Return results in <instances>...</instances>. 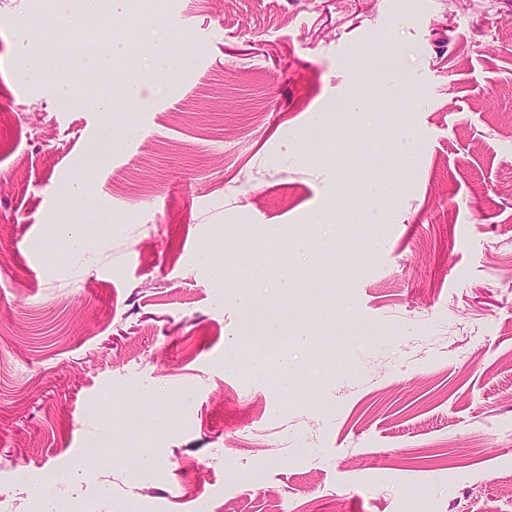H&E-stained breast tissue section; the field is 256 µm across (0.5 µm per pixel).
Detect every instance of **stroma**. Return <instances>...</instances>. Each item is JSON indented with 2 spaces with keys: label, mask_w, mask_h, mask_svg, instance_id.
<instances>
[{
  "label": "stroma",
  "mask_w": 512,
  "mask_h": 512,
  "mask_svg": "<svg viewBox=\"0 0 512 512\" xmlns=\"http://www.w3.org/2000/svg\"><path fill=\"white\" fill-rule=\"evenodd\" d=\"M84 4L0 0V512H512V0Z\"/></svg>",
  "instance_id": "stroma-1"
}]
</instances>
